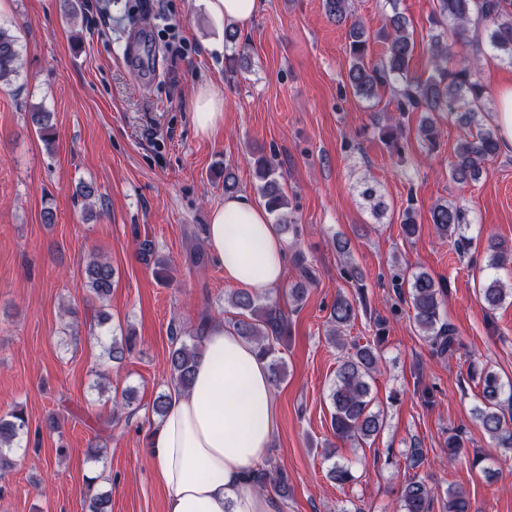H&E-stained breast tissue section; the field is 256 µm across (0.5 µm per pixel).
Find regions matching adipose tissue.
<instances>
[{
	"instance_id": "obj_1",
	"label": "adipose tissue",
	"mask_w": 512,
	"mask_h": 512,
	"mask_svg": "<svg viewBox=\"0 0 512 512\" xmlns=\"http://www.w3.org/2000/svg\"><path fill=\"white\" fill-rule=\"evenodd\" d=\"M194 120L206 137L222 126L224 100L212 87L198 89ZM206 244L229 285L264 292L284 279L287 243L248 194L225 197L212 209ZM276 425L266 360L223 322H213L190 389L171 387L166 414L149 439L166 512H279L277 498L255 483Z\"/></svg>"
}]
</instances>
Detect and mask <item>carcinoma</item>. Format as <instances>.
I'll return each mask as SVG.
<instances>
[{"label":"carcinoma","instance_id":"carcinoma-1","mask_svg":"<svg viewBox=\"0 0 512 512\" xmlns=\"http://www.w3.org/2000/svg\"><path fill=\"white\" fill-rule=\"evenodd\" d=\"M431 25L439 33L430 39V63L432 74L422 80L409 76V65L415 52V41L409 31V19L398 10L386 18L378 37L385 43L383 57L375 62L367 61L369 36L364 26L354 18L352 0H323L326 15L336 24H349L348 70L349 84L354 95L367 101L378 98L379 93L391 88L397 98L400 112H428L419 132L422 141L435 147L439 130L432 113L446 112L456 124L468 130L458 144L454 157L448 163V176L457 184L477 181L486 172L489 161L500 154V139L497 129L483 119L480 103L487 94L486 87L478 78L479 59L464 56L454 67H448L452 46L467 43L469 26L477 19L485 24L487 44L499 58L512 65V0H433ZM20 52L18 38L10 30L0 26V86H8L18 76ZM33 126L37 128L46 146L54 143L50 114L34 108L29 112ZM256 186L264 204L276 218L284 234L297 235V227L288 223L286 209L288 197L281 185L283 175L278 171L274 157L261 154L254 159ZM363 199L377 216L385 205L377 190L367 185L362 190ZM431 223L435 234L442 239L453 238L464 247L470 245L465 235L468 224L464 209L453 202H437L431 210ZM403 235L410 240L421 228L414 209L408 207L399 214ZM488 268L493 270L512 267V243L504 240L488 243ZM87 287L98 299L112 293L114 270L111 262L101 256H92L85 269ZM407 288L412 321L432 350L445 356L460 345L456 330L441 321L440 308L444 284L426 272L402 277L398 288ZM480 297L491 310L500 306L509 292L503 282L492 276L479 289ZM224 303L236 310V316L228 326L248 343L254 345L260 355L269 359L272 382L279 383L284 375V361L277 356V345L288 332V318L281 310L261 303L260 296L245 288L234 289L224 294ZM357 303L344 295H338L328 318L327 338L342 351L336 368L335 379L329 389L333 407L331 427L336 439L360 446L377 436L384 425V414L373 409L369 380L378 371L381 356L376 345L363 346L348 342L343 336L344 327L355 320ZM211 321V316H200L195 335L188 338L172 331L169 361L171 381L186 389L191 385L200 343ZM134 350L133 337H114L106 347L107 357L112 362H122ZM470 378H478L479 402L473 408V418L483 432L495 442L503 454L512 456V422L506 420L501 411V396L504 385L499 375L490 369L471 367ZM28 421L22 408H15L0 417V472L14 465L13 443L27 430ZM465 437L459 431L448 438V457L459 460L463 457ZM328 477L344 485L353 480L349 466L335 463L328 470ZM446 512H470L471 505L466 491L449 485L445 491ZM434 491L424 480L415 476L401 491L398 512H431ZM89 512H112V496L107 491L92 494Z\"/></svg>","mask_w":512,"mask_h":512}]
</instances>
